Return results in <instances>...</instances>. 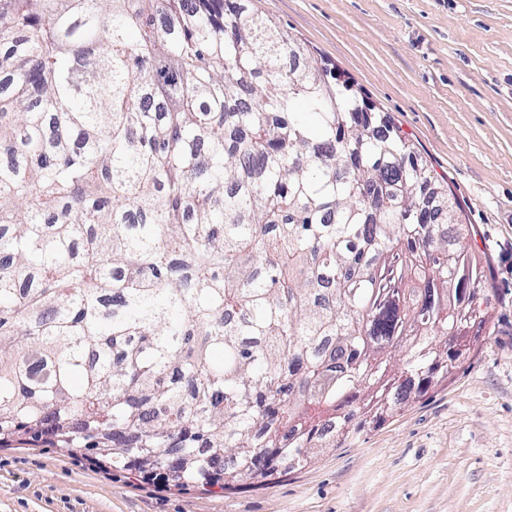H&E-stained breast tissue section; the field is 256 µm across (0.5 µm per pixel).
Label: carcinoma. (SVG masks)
Returning a JSON list of instances; mask_svg holds the SVG:
<instances>
[{
  "instance_id": "cac0c4a2",
  "label": "carcinoma",
  "mask_w": 512,
  "mask_h": 512,
  "mask_svg": "<svg viewBox=\"0 0 512 512\" xmlns=\"http://www.w3.org/2000/svg\"><path fill=\"white\" fill-rule=\"evenodd\" d=\"M3 146L0 446L230 489L400 409L487 322L448 182L244 0H0Z\"/></svg>"
}]
</instances>
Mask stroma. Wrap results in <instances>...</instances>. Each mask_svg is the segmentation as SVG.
<instances>
[{
  "mask_svg": "<svg viewBox=\"0 0 512 512\" xmlns=\"http://www.w3.org/2000/svg\"><path fill=\"white\" fill-rule=\"evenodd\" d=\"M351 78L461 203L489 321L448 378L339 448L200 492L47 441L0 447V512H512V0H246Z\"/></svg>",
  "mask_w": 512,
  "mask_h": 512,
  "instance_id": "obj_1",
  "label": "stroma"
}]
</instances>
